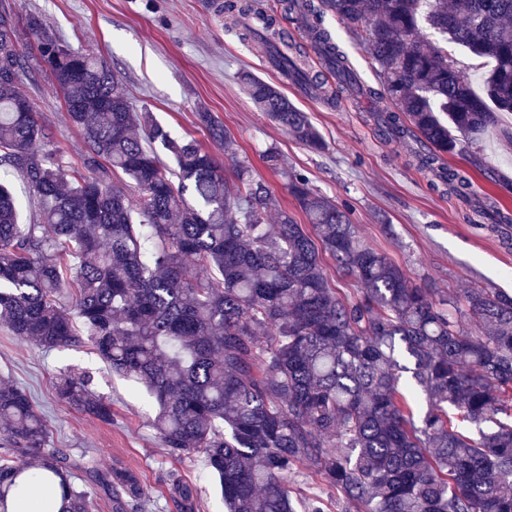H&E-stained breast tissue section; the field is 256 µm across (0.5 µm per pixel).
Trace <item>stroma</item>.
Returning a JSON list of instances; mask_svg holds the SVG:
<instances>
[{"mask_svg":"<svg viewBox=\"0 0 512 512\" xmlns=\"http://www.w3.org/2000/svg\"><path fill=\"white\" fill-rule=\"evenodd\" d=\"M18 24L40 16L47 29L72 46L107 62L133 105L153 112L178 136L206 147L232 176L236 160L249 161L254 177L271 187L279 206L290 205L286 181L261 160L275 149L285 170L306 175L309 187L345 208L360 236L385 253L416 283H428L448 297L469 288H497L512 295V247L464 217L465 208L443 191L430 188L412 165L414 141L381 139L374 113L380 100L349 98L326 105L298 89L272 67L258 47L242 41L217 14L212 0H0ZM249 70L276 84L308 112L324 147L310 149L275 125L243 93L238 74ZM41 121L52 128L70 157L84 149L49 74L23 80ZM212 112L236 144L228 156L199 123L200 110ZM473 183L476 205L494 200L512 212V112L496 126L466 140L462 154L448 157ZM71 369L93 377L95 393L112 406V420L100 422L56 394L60 372ZM26 386L44 416L56 447L72 456H93L100 467L121 463L136 472L151 500V512H176L166 489V472L177 469L194 483L206 512H224L220 489L198 455L165 458L150 427L156 404L134 381L113 373L91 344L45 351L0 327V379Z\"/></svg>","mask_w":512,"mask_h":512,"instance_id":"35a3bbf8","label":"stroma"}]
</instances>
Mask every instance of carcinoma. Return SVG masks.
<instances>
[{"label":"carcinoma","instance_id":"carcinoma-1","mask_svg":"<svg viewBox=\"0 0 512 512\" xmlns=\"http://www.w3.org/2000/svg\"><path fill=\"white\" fill-rule=\"evenodd\" d=\"M305 12L311 48L340 89L364 88L355 66L321 25L330 13L368 53L382 95L399 106L378 123L386 140L420 143L417 166L468 200L472 182L448 165L460 138L512 112V0H281ZM442 37L426 46L420 21ZM39 66L63 96L85 149L73 160L18 90L36 78L15 19L0 13V172L20 176L39 216L20 223L0 178V326L46 350L88 340L112 371L142 384L158 411L151 426L169 458L202 453L221 484L224 512H329L305 502L290 480L313 476L342 512H512V295L470 288L448 299L413 282L357 235L348 212L288 173L307 218L279 210L268 184L237 165L233 188L209 150L184 140L149 112L134 111L100 58L65 45L28 20ZM469 51L485 95L448 54ZM297 82L336 100L300 50L277 54ZM252 103L296 141L323 148L319 131L276 85L249 72ZM212 140L234 142L210 113ZM169 155L160 158L156 146ZM120 172L139 194L112 180ZM479 228L512 237V217L481 209ZM356 285L342 296L323 255ZM194 258L189 266L185 258ZM469 316L479 333L465 330ZM267 333L261 341L258 330ZM425 396L415 417L400 385ZM61 399L108 423L110 404L87 374L58 382ZM478 429H455L448 407ZM0 512L13 490L30 488L41 512H148L140 477L94 458L74 462L50 440L30 392L0 379ZM33 456L24 467L17 455ZM82 467L89 486L72 482ZM177 512H200L197 487L167 472Z\"/></svg>","mask_w":512,"mask_h":512}]
</instances>
